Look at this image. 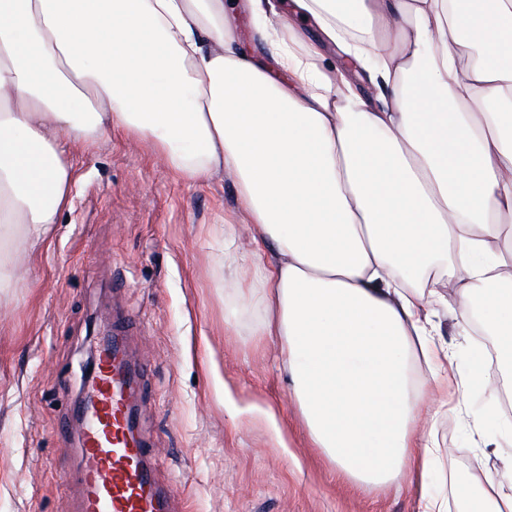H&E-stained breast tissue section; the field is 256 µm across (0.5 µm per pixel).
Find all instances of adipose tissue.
Instances as JSON below:
<instances>
[{"mask_svg":"<svg viewBox=\"0 0 512 512\" xmlns=\"http://www.w3.org/2000/svg\"><path fill=\"white\" fill-rule=\"evenodd\" d=\"M331 47L374 95L322 68ZM115 131L179 179L235 183L263 291L241 303L339 477L446 512L414 361L447 386L451 280L512 354V0H0V288L14 240L36 252L69 204V147Z\"/></svg>","mask_w":512,"mask_h":512,"instance_id":"1","label":"adipose tissue"}]
</instances>
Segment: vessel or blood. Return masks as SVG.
<instances>
[{
    "instance_id": "vessel-or-blood-1",
    "label": "vessel or blood",
    "mask_w": 512,
    "mask_h": 512,
    "mask_svg": "<svg viewBox=\"0 0 512 512\" xmlns=\"http://www.w3.org/2000/svg\"><path fill=\"white\" fill-rule=\"evenodd\" d=\"M125 334V318H113L85 393L72 406L79 424L77 512H174L173 491L155 473L158 450L139 429L141 371L129 358Z\"/></svg>"
}]
</instances>
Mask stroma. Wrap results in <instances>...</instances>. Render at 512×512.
<instances>
[{"mask_svg":"<svg viewBox=\"0 0 512 512\" xmlns=\"http://www.w3.org/2000/svg\"><path fill=\"white\" fill-rule=\"evenodd\" d=\"M69 161V206L38 252L14 242L26 276L0 290V512H76L69 403L81 394L94 330L116 306L132 319L127 347L143 368L142 431L186 512H419L407 486L337 478L257 313L225 329L236 291L216 228L238 218L233 182H183L119 133L72 148ZM437 324L465 398L435 424L432 487L460 512L486 479L512 483V434L484 416L488 392L512 390V365L496 360L471 382V354L491 336L449 315Z\"/></svg>","mask_w":512,"mask_h":512,"instance_id":"35a3bbf8","label":"stroma"}]
</instances>
